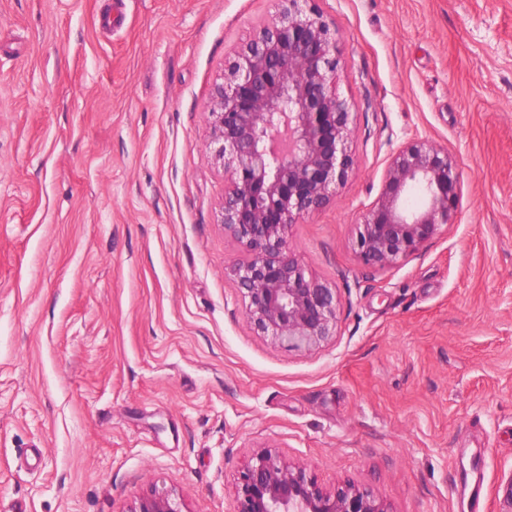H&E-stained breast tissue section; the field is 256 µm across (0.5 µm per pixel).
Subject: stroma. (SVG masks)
I'll return each instance as SVG.
<instances>
[{
  "mask_svg": "<svg viewBox=\"0 0 512 512\" xmlns=\"http://www.w3.org/2000/svg\"><path fill=\"white\" fill-rule=\"evenodd\" d=\"M0 0V512H231L267 447L388 512H498L512 474V0H314L354 112L344 187L288 230L335 288L311 352L259 335L219 222L211 92L273 0ZM454 224L389 269L354 221L403 144ZM133 512H181L177 504L166 495H150L140 500Z\"/></svg>",
  "mask_w": 512,
  "mask_h": 512,
  "instance_id": "stroma-1",
  "label": "stroma"
}]
</instances>
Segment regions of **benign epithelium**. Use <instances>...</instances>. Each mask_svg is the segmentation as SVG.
Instances as JSON below:
<instances>
[{
    "mask_svg": "<svg viewBox=\"0 0 512 512\" xmlns=\"http://www.w3.org/2000/svg\"><path fill=\"white\" fill-rule=\"evenodd\" d=\"M275 15L240 47L211 98L215 155L224 161L221 223L245 258L230 269L258 332L311 350L336 334V291L306 273L285 233L320 210L354 163L352 105L337 88L336 30L312 0H275ZM461 173L448 148L429 139L401 147L375 201L355 222L363 264L396 266L455 223ZM420 197L409 204L412 195ZM512 512V473L499 486ZM132 512H181L166 495ZM232 512H388L370 489L319 487L305 468L269 449L238 478Z\"/></svg>",
    "mask_w": 512,
    "mask_h": 512,
    "instance_id": "7a95c632",
    "label": "benign epithelium"
}]
</instances>
